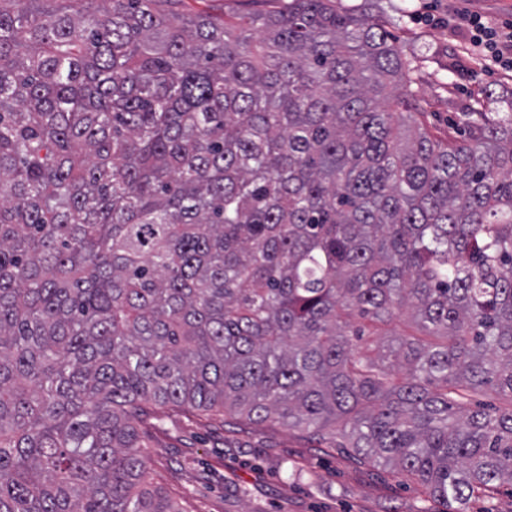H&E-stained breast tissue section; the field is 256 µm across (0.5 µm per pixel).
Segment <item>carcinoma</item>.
<instances>
[{
	"instance_id": "carcinoma-1",
	"label": "carcinoma",
	"mask_w": 512,
	"mask_h": 512,
	"mask_svg": "<svg viewBox=\"0 0 512 512\" xmlns=\"http://www.w3.org/2000/svg\"><path fill=\"white\" fill-rule=\"evenodd\" d=\"M99 2L0 0V512H183L147 465L167 407L350 448L442 512L512 486V117L433 133L333 0ZM404 310L418 336L357 350ZM289 0L264 1V0H185L184 11L196 12L202 9H219L227 6V9L241 15L283 9L288 6Z\"/></svg>"
}]
</instances>
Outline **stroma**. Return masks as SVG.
I'll return each mask as SVG.
<instances>
[{"instance_id": "stroma-1", "label": "stroma", "mask_w": 512, "mask_h": 512, "mask_svg": "<svg viewBox=\"0 0 512 512\" xmlns=\"http://www.w3.org/2000/svg\"><path fill=\"white\" fill-rule=\"evenodd\" d=\"M380 19L412 60V90L435 132L464 135L474 108L512 110V73L475 55L462 13L512 19V0H342ZM152 483L184 512H432L408 478L359 464L307 434L221 414L159 411L145 436Z\"/></svg>"}]
</instances>
